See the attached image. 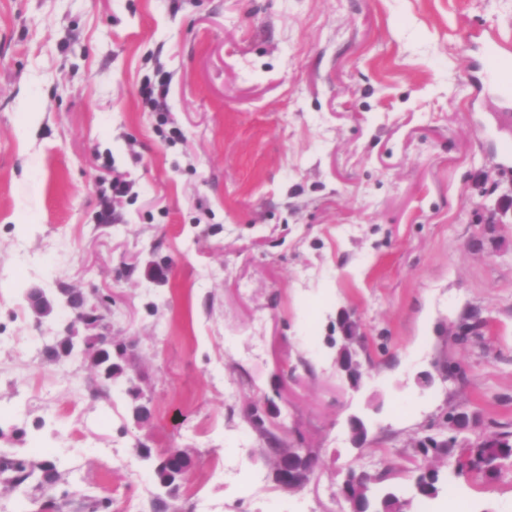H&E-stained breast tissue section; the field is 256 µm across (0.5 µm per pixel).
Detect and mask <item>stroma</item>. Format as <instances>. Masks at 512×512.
Masks as SVG:
<instances>
[{
    "label": "stroma",
    "instance_id": "1",
    "mask_svg": "<svg viewBox=\"0 0 512 512\" xmlns=\"http://www.w3.org/2000/svg\"><path fill=\"white\" fill-rule=\"evenodd\" d=\"M486 28L512 32V0H0V451L61 476L51 505L0 481V512H153L141 442L191 456L183 512H344L352 468L406 498L435 469L434 512L450 487L512 512L511 465L413 453L452 413L512 430V121L469 88ZM64 285L111 296L148 422L42 359L58 330L28 294ZM346 313L356 386L327 342ZM254 403L314 482L276 486Z\"/></svg>",
    "mask_w": 512,
    "mask_h": 512
}]
</instances>
